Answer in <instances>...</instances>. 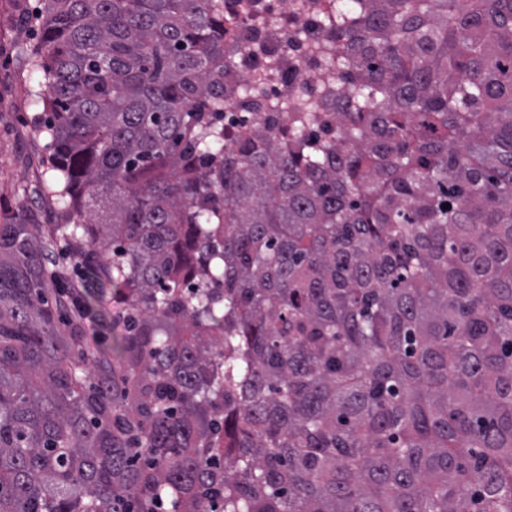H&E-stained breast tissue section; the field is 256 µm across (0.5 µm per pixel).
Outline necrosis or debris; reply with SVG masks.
Listing matches in <instances>:
<instances>
[{
    "instance_id": "necrosis-or-debris-1",
    "label": "necrosis or debris",
    "mask_w": 512,
    "mask_h": 512,
    "mask_svg": "<svg viewBox=\"0 0 512 512\" xmlns=\"http://www.w3.org/2000/svg\"><path fill=\"white\" fill-rule=\"evenodd\" d=\"M336 0H224V145L291 130L309 105L306 135L334 140L343 83Z\"/></svg>"
}]
</instances>
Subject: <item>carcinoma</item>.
Listing matches in <instances>:
<instances>
[{
    "mask_svg": "<svg viewBox=\"0 0 512 512\" xmlns=\"http://www.w3.org/2000/svg\"><path fill=\"white\" fill-rule=\"evenodd\" d=\"M336 26V139L226 152L216 0H42L68 220L0 224V512H512V0ZM60 245L124 305L95 383Z\"/></svg>",
    "mask_w": 512,
    "mask_h": 512,
    "instance_id": "cac0c4a2",
    "label": "carcinoma"
}]
</instances>
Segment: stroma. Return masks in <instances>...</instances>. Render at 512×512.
I'll use <instances>...</instances> for the list:
<instances>
[{
    "instance_id": "obj_1",
    "label": "stroma",
    "mask_w": 512,
    "mask_h": 512,
    "mask_svg": "<svg viewBox=\"0 0 512 512\" xmlns=\"http://www.w3.org/2000/svg\"><path fill=\"white\" fill-rule=\"evenodd\" d=\"M39 5L40 0H0V224L28 210L38 223L61 221L62 205L49 190V150L42 132L46 113L39 93L45 76L28 64L40 45L35 25ZM47 269L66 273V298L81 299L87 319L99 331L98 339L83 337L84 349L96 362H111L121 335L111 316L123 309L112 296L111 284L91 282L70 254H54Z\"/></svg>"
}]
</instances>
